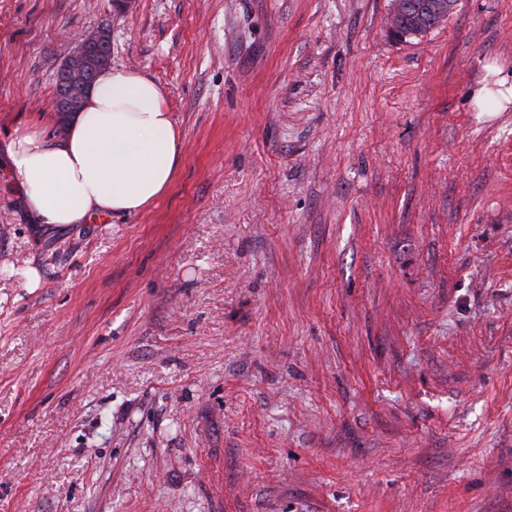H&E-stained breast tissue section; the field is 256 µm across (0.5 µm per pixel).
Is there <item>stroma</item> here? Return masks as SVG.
I'll return each instance as SVG.
<instances>
[{
	"label": "stroma",
	"mask_w": 512,
	"mask_h": 512,
	"mask_svg": "<svg viewBox=\"0 0 512 512\" xmlns=\"http://www.w3.org/2000/svg\"><path fill=\"white\" fill-rule=\"evenodd\" d=\"M0 0V512H512V0ZM182 144L37 223L16 131L101 26ZM392 2L389 22L390 34L397 40H406L423 34L424 31L419 32L423 27L427 28V32L447 22L448 15L455 10L458 1L393 0ZM426 14H431L434 18L427 19ZM409 18H411L414 25V32L406 29ZM430 24H432L431 27H429Z\"/></svg>",
	"instance_id": "stroma-1"
}]
</instances>
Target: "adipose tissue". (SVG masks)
Returning <instances> with one entry per match:
<instances>
[{"mask_svg":"<svg viewBox=\"0 0 512 512\" xmlns=\"http://www.w3.org/2000/svg\"><path fill=\"white\" fill-rule=\"evenodd\" d=\"M181 141L161 89L134 70L113 68L55 140L17 133L8 170L43 224H85L147 209L169 187Z\"/></svg>","mask_w":512,"mask_h":512,"instance_id":"ef3b65f1","label":"adipose tissue"}]
</instances>
